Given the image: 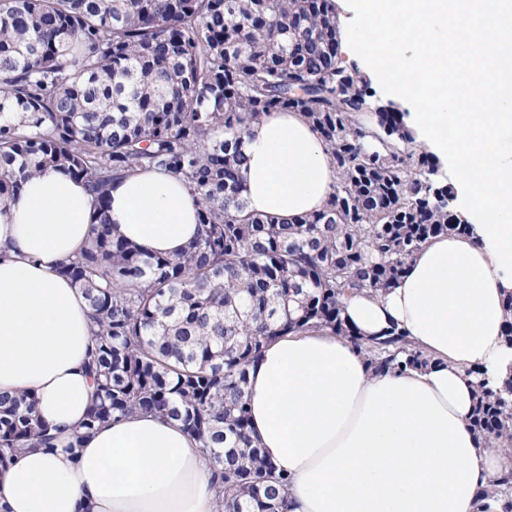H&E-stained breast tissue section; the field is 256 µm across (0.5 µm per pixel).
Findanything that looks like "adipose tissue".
Wrapping results in <instances>:
<instances>
[{"label":"adipose tissue","instance_id":"obj_1","mask_svg":"<svg viewBox=\"0 0 512 512\" xmlns=\"http://www.w3.org/2000/svg\"><path fill=\"white\" fill-rule=\"evenodd\" d=\"M341 55L414 107L421 145L456 172L474 230L426 242L383 294L343 300L364 336L402 328L427 369L372 373L330 329L268 341L248 367L249 433L288 474L284 512H498L482 491L504 451L469 425L477 373L512 375L504 302L512 293V0H343ZM250 211L296 218L322 209L337 181L302 113L269 112L245 136ZM112 233L175 256L198 234L199 199L163 171L114 181ZM87 185L33 175L0 214V394H27L55 429L0 469L8 512H220L211 459L181 423L137 411L80 435L93 392L84 364L94 326L59 271L91 236Z\"/></svg>","mask_w":512,"mask_h":512}]
</instances>
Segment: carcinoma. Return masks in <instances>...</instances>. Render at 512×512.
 <instances>
[{
    "label": "carcinoma",
    "mask_w": 512,
    "mask_h": 512,
    "mask_svg": "<svg viewBox=\"0 0 512 512\" xmlns=\"http://www.w3.org/2000/svg\"><path fill=\"white\" fill-rule=\"evenodd\" d=\"M335 0H0V207L31 175L87 183L90 244L61 266L86 297L95 396L81 429L134 410L180 421L215 463L227 512H280L277 476L248 433L247 370L263 345L328 327L372 369L426 363L405 332L366 340L344 296L383 292L432 238L466 234L431 196L437 170L401 115L371 112L367 78L339 59ZM293 110L328 145L338 182L323 209L288 220L248 210L244 136ZM182 178L200 233L177 257L146 256L105 221L112 182ZM483 442L512 448V379H477ZM51 429L25 395L0 397V468ZM483 495L512 512V470Z\"/></svg>",
    "instance_id": "carcinoma-1"
}]
</instances>
